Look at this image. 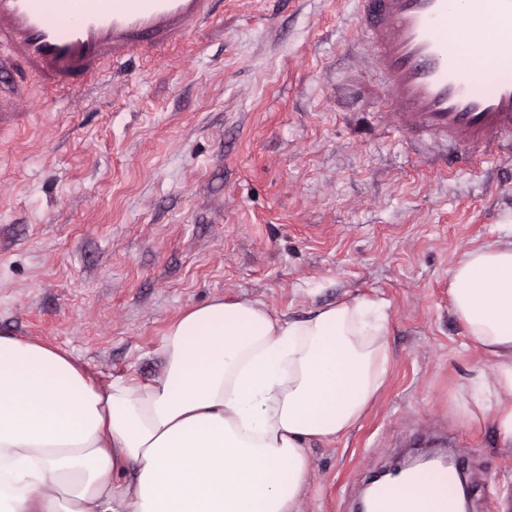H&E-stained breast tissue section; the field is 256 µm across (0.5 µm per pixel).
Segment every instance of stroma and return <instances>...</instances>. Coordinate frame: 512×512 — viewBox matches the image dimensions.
Returning <instances> with one entry per match:
<instances>
[{
    "label": "stroma",
    "mask_w": 512,
    "mask_h": 512,
    "mask_svg": "<svg viewBox=\"0 0 512 512\" xmlns=\"http://www.w3.org/2000/svg\"><path fill=\"white\" fill-rule=\"evenodd\" d=\"M345 0H218L176 47L84 83L0 47V333L100 386L153 378L168 325L215 298L303 320L384 301L385 383L306 451L297 512H350L374 472L451 439L470 512H512V446L460 393L487 369L451 271L512 239V161L451 165L392 133Z\"/></svg>",
    "instance_id": "stroma-1"
}]
</instances>
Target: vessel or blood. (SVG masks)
I'll return each mask as SVG.
<instances>
[{
    "mask_svg": "<svg viewBox=\"0 0 512 512\" xmlns=\"http://www.w3.org/2000/svg\"><path fill=\"white\" fill-rule=\"evenodd\" d=\"M364 42L359 59L383 80L389 126L441 144L467 162L512 157V42L481 36L486 0H349ZM213 0H0V45L48 75L94 74L206 23ZM507 61L485 75L474 63Z\"/></svg>",
    "mask_w": 512,
    "mask_h": 512,
    "instance_id": "obj_1",
    "label": "vessel or blood"
}]
</instances>
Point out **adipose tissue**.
<instances>
[{
	"label": "adipose tissue",
	"instance_id": "ef3b65f1",
	"mask_svg": "<svg viewBox=\"0 0 512 512\" xmlns=\"http://www.w3.org/2000/svg\"><path fill=\"white\" fill-rule=\"evenodd\" d=\"M451 295L493 361L465 409L512 445V242L466 253ZM385 322L380 301L290 320L216 298L171 323L155 377L104 387L0 335V512H295L306 448L350 432L385 383Z\"/></svg>",
	"mask_w": 512,
	"mask_h": 512
}]
</instances>
